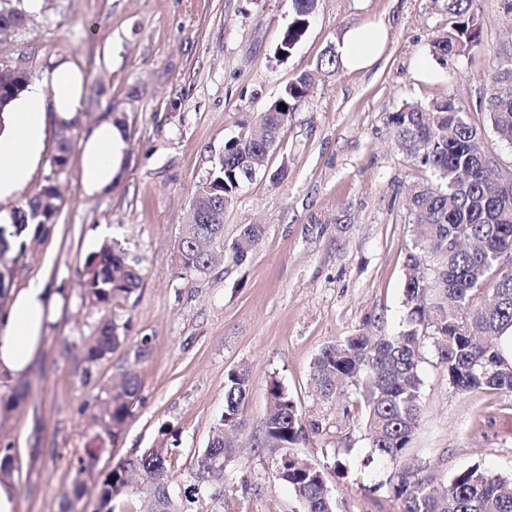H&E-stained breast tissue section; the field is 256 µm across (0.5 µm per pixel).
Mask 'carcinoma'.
I'll list each match as a JSON object with an SVG mask.
<instances>
[{
	"label": "carcinoma",
	"instance_id": "cac0c4a2",
	"mask_svg": "<svg viewBox=\"0 0 512 512\" xmlns=\"http://www.w3.org/2000/svg\"><path fill=\"white\" fill-rule=\"evenodd\" d=\"M293 17L282 32L279 45L293 51L304 37L317 0H292ZM475 0H433L448 12V29L431 41L433 56L446 64L480 45ZM25 12L15 6H0V29L18 28ZM489 96L486 120L499 140L512 144V63L500 64L487 78ZM26 72L0 67V124L10 103L26 90ZM312 90L306 74L295 77L279 97L255 120L279 138L294 108ZM399 149L431 171L435 182L426 183L409 198L413 217V240L407 259L404 285L406 314L399 332L391 336H350L324 346L310 367V380L323 400L340 396V386L355 385L365 408L370 451L364 465L390 468L386 480L391 495L404 502V512H512V482L478 465L463 469L434 485L420 470L401 465L420 411L421 352L426 339L436 337L435 346L448 384L462 393L501 391L512 393V362L500 341L512 330V268L503 266L502 256L512 253V183L501 185L484 163L481 132L448 95L428 103L406 104L390 116ZM53 172H61L75 149L73 125L56 130ZM266 153L253 143V135L229 140L224 157L199 185L192 205L197 222L183 225L177 244L179 266L191 277L208 275L214 259L206 246L224 249L237 263L243 262L261 237L257 225H247L229 247L211 234L203 214L231 201L248 182L255 159ZM54 179L14 212L12 222L0 224V240L11 242L30 227L42 230L53 223L59 199ZM84 295L97 307L108 308L136 292L141 275L115 244L103 243L88 260ZM121 326L108 321L99 326L86 345L84 360L95 364L120 344ZM249 379L240 372L228 373L224 383V413L207 446L197 452L189 470L187 492L195 495L209 489L224 474L221 466L234 451L224 446V427L241 424L239 411L249 391ZM137 383L125 380L117 397L109 398L102 415L111 423L109 439L116 438L132 415ZM268 401L265 441L292 448L302 435L297 406L279 380L266 384ZM163 446L146 457L139 454L118 463L101 481L100 510L112 512V501L128 485L129 470L145 476L138 491L152 500L154 512H181L171 497L169 482L175 449L169 447L168 430L160 429ZM95 452L77 459L73 493L80 496L84 480L92 476ZM277 479L287 484L301 512H339L329 493L324 471L288 454L278 459Z\"/></svg>",
	"mask_w": 512,
	"mask_h": 512
}]
</instances>
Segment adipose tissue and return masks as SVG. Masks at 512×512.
<instances>
[{
  "mask_svg": "<svg viewBox=\"0 0 512 512\" xmlns=\"http://www.w3.org/2000/svg\"><path fill=\"white\" fill-rule=\"evenodd\" d=\"M386 29L380 24L345 31L339 60L352 71L370 69L380 58ZM84 80L68 60L57 59L49 88L35 85L0 116V200L26 186L44 149L48 124L66 125L83 106ZM82 187L96 196L111 189L124 163L126 143L119 126L103 121L91 127L80 143ZM59 305L44 280L32 281L15 293L0 321V375H25L41 352L48 327Z\"/></svg>",
  "mask_w": 512,
  "mask_h": 512,
  "instance_id": "obj_1",
  "label": "adipose tissue"
}]
</instances>
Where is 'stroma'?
<instances>
[{"instance_id": "stroma-1", "label": "stroma", "mask_w": 512, "mask_h": 512, "mask_svg": "<svg viewBox=\"0 0 512 512\" xmlns=\"http://www.w3.org/2000/svg\"><path fill=\"white\" fill-rule=\"evenodd\" d=\"M22 27L0 33V63L44 83L65 57L84 76L83 109L73 131L120 119L125 168L109 193L82 190L79 156L57 178L61 201L48 233L27 231L8 255L7 294L47 279L61 305L44 347L23 377H0V449H9L17 512H96L100 482L120 461L157 447L160 429L178 445L171 490L182 512H296L287 485L275 478L264 441L265 386L278 379L303 421H315L294 453L323 468L348 512H403L378 486L383 472L364 468L369 439L354 387L320 400L309 382L321 348L366 331L397 332L412 219L407 198L430 171L400 151L390 116L408 103L450 94L484 132L483 146L502 172H512V145L486 121L493 65L512 60V0H476L481 45L452 64H437L432 39L448 14L432 0H318L302 41L287 59L276 50L293 15L292 0H23ZM383 24L385 49L370 69L320 71L327 49L350 27ZM433 69L423 78L419 63ZM311 73L308 98L291 112L270 169L224 207V241L242 227L263 229L240 263L220 261L204 277L182 273L176 244L198 185L231 138L249 133L297 75ZM56 150L47 128L28 184L0 200V219L36 194ZM113 241L141 274L137 291L104 309L84 296L87 260ZM125 339L93 366L83 345L107 320ZM247 371L251 389L233 435L222 495L186 501L187 471L224 411V381ZM139 384L133 415L106 442L81 500L65 497L78 456L99 431L94 417L112 387ZM420 413L404 456L433 482L473 464L512 478V395L461 393L449 386L433 343L420 363ZM347 466L337 475L335 460Z\"/></svg>"}]
</instances>
